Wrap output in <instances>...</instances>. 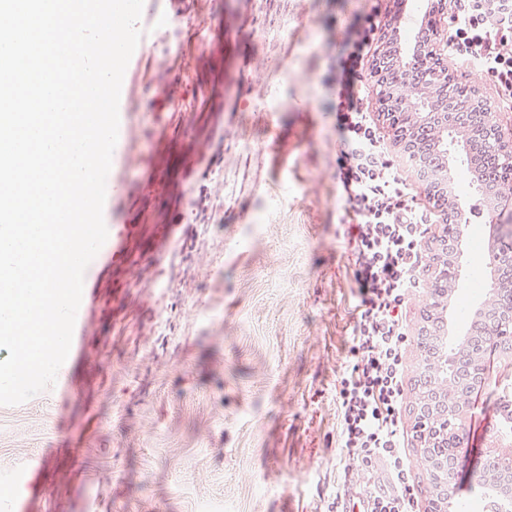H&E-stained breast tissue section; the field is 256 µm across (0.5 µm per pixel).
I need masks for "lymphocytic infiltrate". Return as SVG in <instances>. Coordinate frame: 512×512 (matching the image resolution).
Returning a JSON list of instances; mask_svg holds the SVG:
<instances>
[{
    "label": "lymphocytic infiltrate",
    "mask_w": 512,
    "mask_h": 512,
    "mask_svg": "<svg viewBox=\"0 0 512 512\" xmlns=\"http://www.w3.org/2000/svg\"><path fill=\"white\" fill-rule=\"evenodd\" d=\"M379 21L366 15L345 28L325 80L339 138L340 221L353 270L352 361L336 381L339 445L358 463L345 473L336 512H417L405 452L402 404L408 341L404 312L422 287L423 243L434 215L415 202L391 164L369 111L363 69ZM448 46L467 68L488 77L497 111L512 112V0H454ZM380 482H372L374 471Z\"/></svg>",
    "instance_id": "1"
}]
</instances>
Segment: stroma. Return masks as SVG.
<instances>
[{"label":"stroma","instance_id":"stroma-1","mask_svg":"<svg viewBox=\"0 0 512 512\" xmlns=\"http://www.w3.org/2000/svg\"><path fill=\"white\" fill-rule=\"evenodd\" d=\"M388 0H186L214 17L222 54L189 38L136 50L150 89L120 110L104 221L123 242L97 267L74 395L0 406V506L12 512H331L348 461L336 380L350 363L354 299L323 79L330 44ZM293 19L283 28L284 19ZM288 94L271 111L275 90ZM378 131L416 201H433L385 119ZM472 204L459 296L489 275L485 198ZM194 219H187V211ZM406 309L405 427L424 366ZM471 402L472 466L505 434ZM26 494H18L20 478Z\"/></svg>","mask_w":512,"mask_h":512}]
</instances>
